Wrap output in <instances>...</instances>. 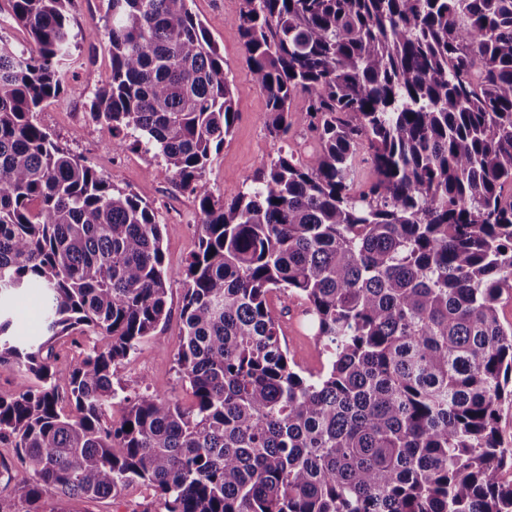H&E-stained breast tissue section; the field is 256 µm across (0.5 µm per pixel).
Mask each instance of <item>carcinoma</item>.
<instances>
[{"label":"carcinoma","mask_w":512,"mask_h":512,"mask_svg":"<svg viewBox=\"0 0 512 512\" xmlns=\"http://www.w3.org/2000/svg\"><path fill=\"white\" fill-rule=\"evenodd\" d=\"M71 2L7 0L34 48L0 37V364L33 378L0 396L16 492L0 512L137 487L164 512H512V0H233L268 134L304 128L319 154L262 163L230 199L204 180L237 117L224 55L189 0H110L91 115L114 151L138 133L197 202L181 270L153 207L35 121L67 90ZM173 280L188 406L116 375ZM30 288L37 341L8 334ZM277 291L305 302L322 370L289 361ZM85 331L105 343L57 371L53 342Z\"/></svg>","instance_id":"obj_1"}]
</instances>
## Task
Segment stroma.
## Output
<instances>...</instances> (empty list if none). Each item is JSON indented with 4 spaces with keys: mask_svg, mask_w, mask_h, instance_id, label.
Returning a JSON list of instances; mask_svg holds the SVG:
<instances>
[{
    "mask_svg": "<svg viewBox=\"0 0 512 512\" xmlns=\"http://www.w3.org/2000/svg\"><path fill=\"white\" fill-rule=\"evenodd\" d=\"M189 7L224 54L238 111L232 137L213 152L206 170L205 179L213 195L221 199L233 196L262 162L276 157L284 148L297 151L305 163H314L316 152L308 132L295 130L286 143L268 135L266 97L253 82L246 64L233 22L235 10L231 0H189ZM108 11L109 0H73L71 21L77 39L67 75L70 89L44 103L36 120L58 145L93 166L114 186L133 190L153 205L161 229L165 263L178 270L198 245L200 214L194 198L175 188L171 174L152 154L131 145L113 151L111 127L91 116L92 90L107 83L112 70L111 48L104 27ZM181 295V283L172 282L167 322L135 354L118 365L127 394H135L150 385L179 404H189V387L179 379L174 361L181 329ZM272 306L286 311L281 329L289 358L302 368L320 369L325 357L307 326L303 303L290 293L277 292L272 296ZM73 509L74 512H163L152 496L139 489L126 491L116 501L78 502Z\"/></svg>",
    "mask_w": 512,
    "mask_h": 512,
    "instance_id": "obj_1",
    "label": "stroma"
}]
</instances>
